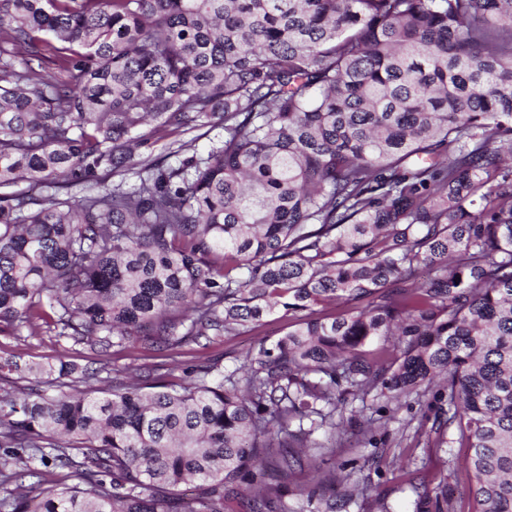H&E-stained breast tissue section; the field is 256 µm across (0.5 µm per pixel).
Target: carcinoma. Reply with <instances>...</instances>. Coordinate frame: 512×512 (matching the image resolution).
Here are the masks:
<instances>
[{
	"label": "carcinoma",
	"instance_id": "cac0c4a2",
	"mask_svg": "<svg viewBox=\"0 0 512 512\" xmlns=\"http://www.w3.org/2000/svg\"><path fill=\"white\" fill-rule=\"evenodd\" d=\"M204 125L207 154L135 160ZM277 308L304 318L227 375L111 378L114 348ZM45 325L98 367L0 359L4 512H226L241 485L251 512H297L309 451L371 444L389 418L367 400L434 383L474 512H512V0H0V333ZM49 466L81 482L35 491ZM400 469L412 512H460ZM343 481L312 512L362 507Z\"/></svg>",
	"mask_w": 512,
	"mask_h": 512
}]
</instances>
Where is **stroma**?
<instances>
[{
    "mask_svg": "<svg viewBox=\"0 0 512 512\" xmlns=\"http://www.w3.org/2000/svg\"><path fill=\"white\" fill-rule=\"evenodd\" d=\"M294 318L285 311L277 310L267 316L263 326L255 332L238 336L226 335L210 341L189 344L170 356L161 358L149 349L138 347L114 349L111 356L112 368L130 373L143 365L164 362L163 369L168 380L176 382L183 376V370L196 359L213 357L220 359L225 370H233L241 352L258 347L260 343H273L287 332ZM21 356L23 362L36 363L49 359H63L90 367L95 362L94 354L85 347L57 338L52 330L42 329L40 335L16 338L0 334V357ZM376 448L361 447L357 440H350L340 449L335 459L317 461L311 475L314 481H325L335 468L355 469L359 477L365 478L370 486V497L364 508H350L349 512H376L378 500H386L396 512H411L410 495L402 489V476L398 464L410 461L419 470L420 478L428 487H435L440 478H447L454 499L463 512H471L470 483L463 469L443 471L445 454L438 448V433L431 427L422 430H408L403 441H396L394 428L375 427L373 430Z\"/></svg>",
    "mask_w": 512,
    "mask_h": 512,
    "instance_id": "stroma-1",
    "label": "stroma"
}]
</instances>
